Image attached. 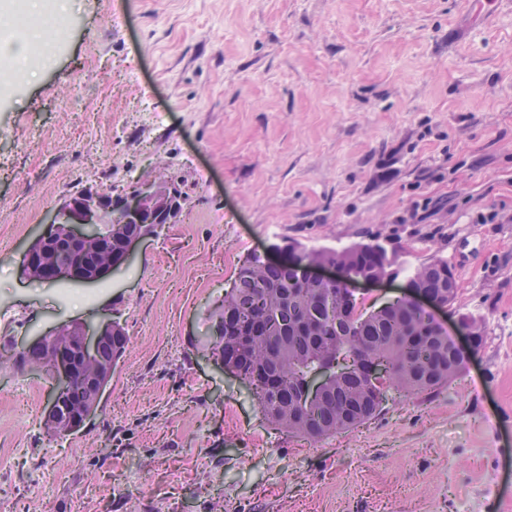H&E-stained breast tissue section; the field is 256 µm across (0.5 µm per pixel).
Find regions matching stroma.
Segmentation results:
<instances>
[{"mask_svg": "<svg viewBox=\"0 0 512 512\" xmlns=\"http://www.w3.org/2000/svg\"><path fill=\"white\" fill-rule=\"evenodd\" d=\"M42 24L51 64L0 87L5 512H512V6L486 23L467 0H67ZM163 174L181 213L128 264L24 274L67 196ZM288 240L396 250L404 273L361 287L364 311L447 259L441 319L483 327L470 365L329 438L275 429L211 338L240 266ZM111 321L128 343L96 414L49 434L54 382L14 353ZM35 384L14 419L11 388Z\"/></svg>", "mask_w": 512, "mask_h": 512, "instance_id": "35a3bbf8", "label": "stroma"}]
</instances>
